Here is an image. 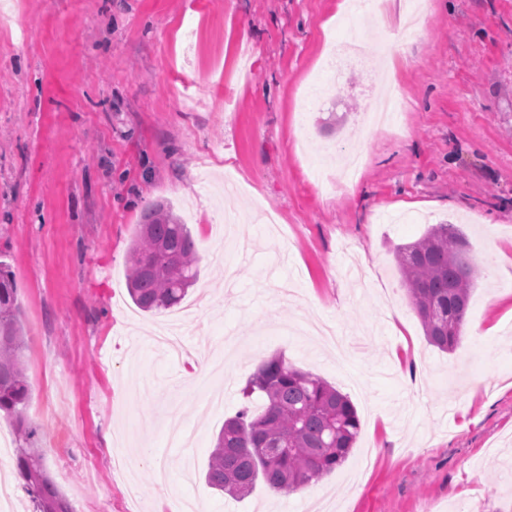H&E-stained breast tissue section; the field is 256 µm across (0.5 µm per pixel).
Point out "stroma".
<instances>
[{"mask_svg": "<svg viewBox=\"0 0 512 512\" xmlns=\"http://www.w3.org/2000/svg\"><path fill=\"white\" fill-rule=\"evenodd\" d=\"M0 0V261L18 288L30 422L74 512H512V0ZM385 58L333 79L362 27ZM398 124L368 127L385 84ZM169 202L196 244L183 387L127 255ZM457 225L480 269L462 336L430 345L396 245ZM349 396L360 433L309 486L234 499L205 472L264 360ZM217 391V406L201 401ZM139 485L129 497L128 481Z\"/></svg>", "mask_w": 512, "mask_h": 512, "instance_id": "stroma-1", "label": "stroma"}]
</instances>
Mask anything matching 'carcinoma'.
<instances>
[{
    "mask_svg": "<svg viewBox=\"0 0 512 512\" xmlns=\"http://www.w3.org/2000/svg\"><path fill=\"white\" fill-rule=\"evenodd\" d=\"M468 249L456 225L433 224L420 238L394 250L402 285L427 341L441 351L458 344L475 287ZM197 263L187 225L168 205L153 204L144 212L129 251L131 300L145 312L179 304L197 280ZM19 313L18 289L0 263V413L14 420L18 470L34 512H73L51 481L25 416L30 393ZM243 393L261 397L263 409L254 414L244 406L224 422L205 474L212 488L230 496L249 493L260 478L275 490L307 486L336 470L359 434L357 411L348 396L280 356L259 365Z\"/></svg>",
    "mask_w": 512,
    "mask_h": 512,
    "instance_id": "cac0c4a2",
    "label": "carcinoma"
}]
</instances>
